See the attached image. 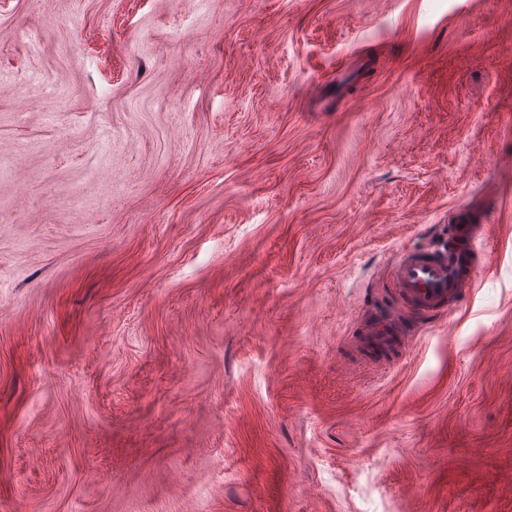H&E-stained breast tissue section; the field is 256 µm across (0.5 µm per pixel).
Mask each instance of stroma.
Instances as JSON below:
<instances>
[{"label": "stroma", "instance_id": "1", "mask_svg": "<svg viewBox=\"0 0 512 512\" xmlns=\"http://www.w3.org/2000/svg\"><path fill=\"white\" fill-rule=\"evenodd\" d=\"M0 512H512V0H0ZM487 226L455 224L448 241L435 249L396 253L389 285L393 298L428 317L455 308L488 265ZM363 308L359 330L365 336L364 345L367 351L393 352L400 357L410 353L413 341L404 329L398 304L379 309L371 308L365 303Z\"/></svg>", "mask_w": 512, "mask_h": 512}]
</instances>
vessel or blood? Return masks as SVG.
Returning a JSON list of instances; mask_svg holds the SVG:
<instances>
[{"mask_svg": "<svg viewBox=\"0 0 512 512\" xmlns=\"http://www.w3.org/2000/svg\"><path fill=\"white\" fill-rule=\"evenodd\" d=\"M486 240V225L457 224L435 249L396 253L390 282L394 304L364 308L359 323L367 351L410 353L413 341L403 326V309L431 317L455 308L489 262Z\"/></svg>", "mask_w": 512, "mask_h": 512, "instance_id": "obj_1", "label": "vessel or blood"}]
</instances>
